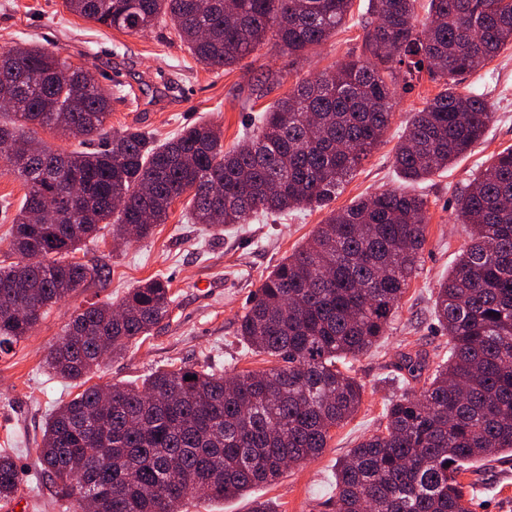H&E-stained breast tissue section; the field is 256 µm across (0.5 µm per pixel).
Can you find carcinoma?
I'll use <instances>...</instances> for the list:
<instances>
[{"label": "carcinoma", "instance_id": "cac0c4a2", "mask_svg": "<svg viewBox=\"0 0 512 512\" xmlns=\"http://www.w3.org/2000/svg\"><path fill=\"white\" fill-rule=\"evenodd\" d=\"M352 0H66L72 13L129 34L173 28L190 54L231 68L266 42L294 60L336 33ZM364 54L306 80L264 110L250 143L224 150L209 122L161 143L112 130V88L36 45L0 48L28 82L0 103V163L26 192L0 264V353L24 340L48 308L103 270L76 261L80 245L112 227L118 248L166 223L191 197V218L216 230L258 214L323 208L382 142L395 85L422 72L443 89L394 150L407 182L424 181L471 152L494 120L483 95L458 78L512 44V0H370ZM38 128L95 142L60 152ZM469 243L439 282L434 314L448 359L429 369L401 356L403 378L429 370L418 395L385 408L386 425L336 468L333 512H472L459 476L512 456V148L498 152L456 200ZM426 241V203L389 189L330 212L263 279L237 335L281 361L231 378L191 366L152 372L141 385L85 388L46 422L39 460L67 512H182L191 493L226 500L317 458L330 431L358 411L361 384L347 363L387 336ZM168 281L148 280L116 303L75 311L45 366L86 383L102 353L120 354L169 316ZM35 318L23 322L17 308ZM191 380H185V377ZM19 486L0 452V501Z\"/></svg>", "mask_w": 512, "mask_h": 512}]
</instances>
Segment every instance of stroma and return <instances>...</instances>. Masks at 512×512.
I'll list each match as a JSON object with an SVG mask.
<instances>
[{
	"instance_id": "obj_1",
	"label": "stroma",
	"mask_w": 512,
	"mask_h": 512,
	"mask_svg": "<svg viewBox=\"0 0 512 512\" xmlns=\"http://www.w3.org/2000/svg\"><path fill=\"white\" fill-rule=\"evenodd\" d=\"M368 4L369 0H353L345 24L312 47L307 59L294 61L266 46L226 70L198 63L172 28L161 25L130 35L71 13L65 0H0V46L38 44L111 86L115 100L108 124L112 128H139L161 141L187 125L206 121L220 129L229 150L242 144L258 116L297 84L344 59L361 56ZM442 87V82L423 73L411 90L397 93L381 144L328 207L272 215L216 232L188 219L189 200L184 197L148 238L116 249L107 234L83 246L77 261L104 265L106 282L71 293L27 339L0 356V450L12 454L17 464V499L28 500L30 512H64L53 485L37 475L36 448L48 415L77 393L70 381L50 376L43 365L48 348L62 335L74 311L94 301L119 298L153 277L167 279L175 297L169 318L149 338L105 359L92 378L96 384L136 381L173 364L226 374L271 368L277 364L275 358L253 352L236 334L238 320L264 277L331 211L359 197L400 188L426 202V242L388 336L349 364L352 376L363 386L358 412L332 430L318 458L289 470L275 485L218 502L193 496L185 510L248 512L251 498L260 497L273 499L279 512H331L338 461L364 436L384 426V409L393 397L417 394L423 387L419 380L403 385L396 370L401 353L420 350L436 363L448 357V336L434 317L433 300L438 282L447 277L469 241L466 225L456 219V196L493 153L512 147L510 45L457 86L461 92L484 94L496 112L484 141L429 179L406 183L393 165L394 149L414 113ZM24 193L22 181L0 166V258L7 251L8 230ZM463 480L473 485L472 512H512L511 459L482 462Z\"/></svg>"
}]
</instances>
